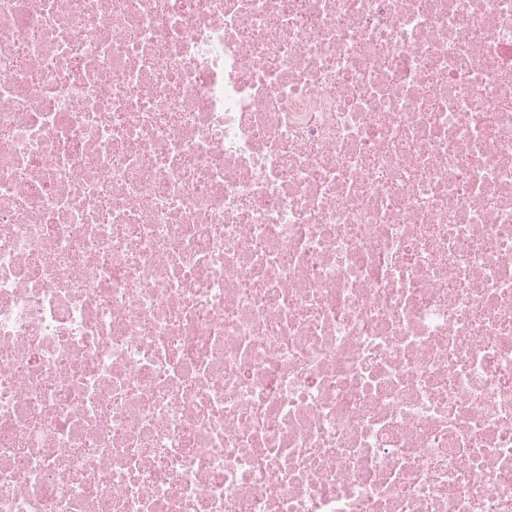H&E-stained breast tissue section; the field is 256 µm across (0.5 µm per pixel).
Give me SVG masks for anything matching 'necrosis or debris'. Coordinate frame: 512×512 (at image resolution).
Returning <instances> with one entry per match:
<instances>
[{
	"label": "necrosis or debris",
	"instance_id": "necrosis-or-debris-1",
	"mask_svg": "<svg viewBox=\"0 0 512 512\" xmlns=\"http://www.w3.org/2000/svg\"><path fill=\"white\" fill-rule=\"evenodd\" d=\"M0 512H512V0H0Z\"/></svg>",
	"mask_w": 512,
	"mask_h": 512
}]
</instances>
